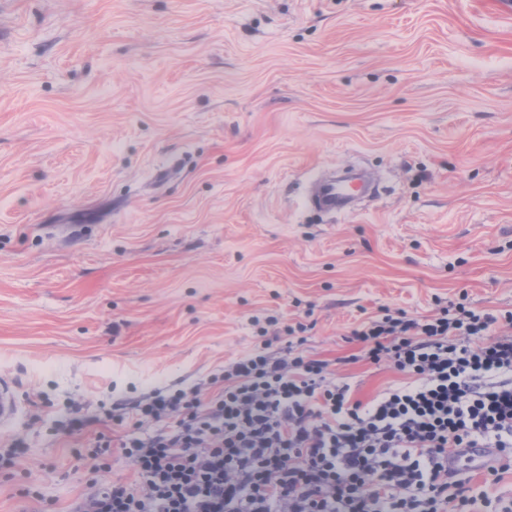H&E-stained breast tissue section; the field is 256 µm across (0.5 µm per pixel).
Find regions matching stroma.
Listing matches in <instances>:
<instances>
[{"label": "stroma", "mask_w": 512, "mask_h": 512, "mask_svg": "<svg viewBox=\"0 0 512 512\" xmlns=\"http://www.w3.org/2000/svg\"><path fill=\"white\" fill-rule=\"evenodd\" d=\"M502 0H0V373L23 395L0 512H68L125 426L304 326L367 402L350 330L512 311V9ZM368 165L352 215L313 169ZM89 425L58 430L73 407ZM311 188L306 197L305 205L309 209L334 214H349L354 212L351 208L355 204L356 192L361 189L363 182L358 175L341 174L339 176L351 177L347 180L336 177V173L326 176L321 169L312 173Z\"/></svg>", "instance_id": "obj_1"}]
</instances>
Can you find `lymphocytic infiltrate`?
<instances>
[{
  "instance_id": "f902f5d3",
  "label": "lymphocytic infiltrate",
  "mask_w": 512,
  "mask_h": 512,
  "mask_svg": "<svg viewBox=\"0 0 512 512\" xmlns=\"http://www.w3.org/2000/svg\"><path fill=\"white\" fill-rule=\"evenodd\" d=\"M507 327L494 331L498 320ZM257 345L211 377L214 391L157 390L131 402L120 444L85 449L91 476L71 512H512L448 460L485 449L484 481L512 470V312L450 304L414 319L383 311L352 331L360 357L405 377L355 399L329 361ZM130 482L104 481L113 451Z\"/></svg>"
}]
</instances>
